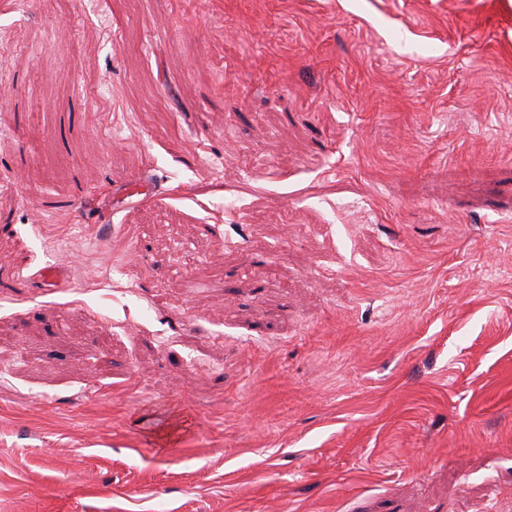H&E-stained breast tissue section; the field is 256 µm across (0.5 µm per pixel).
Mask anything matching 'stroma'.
Instances as JSON below:
<instances>
[{"instance_id": "35a3bbf8", "label": "stroma", "mask_w": 512, "mask_h": 512, "mask_svg": "<svg viewBox=\"0 0 512 512\" xmlns=\"http://www.w3.org/2000/svg\"><path fill=\"white\" fill-rule=\"evenodd\" d=\"M0 512H512V0H0Z\"/></svg>"}]
</instances>
